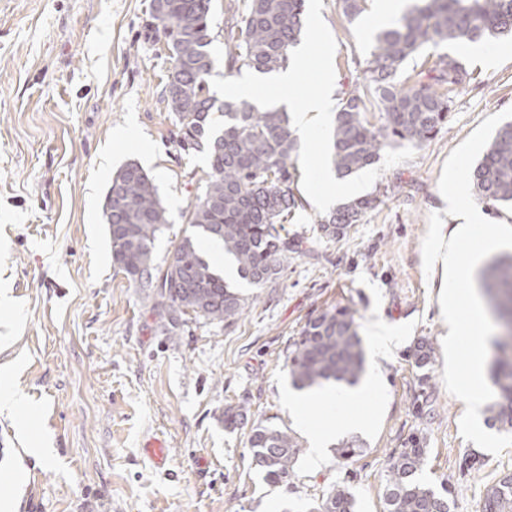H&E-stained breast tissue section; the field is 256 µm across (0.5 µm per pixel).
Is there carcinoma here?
<instances>
[{
	"label": "carcinoma",
	"instance_id": "obj_1",
	"mask_svg": "<svg viewBox=\"0 0 512 512\" xmlns=\"http://www.w3.org/2000/svg\"><path fill=\"white\" fill-rule=\"evenodd\" d=\"M214 2L151 0L147 23L148 32L164 39L171 60L163 101L179 145L208 155L204 189L188 210L191 231L164 264H155L154 242L167 229V211L153 178L135 160L112 174V198H104L102 207L113 264L135 287L149 289L153 309L170 335L189 317L232 325L247 306L248 298L204 258L200 238L219 239L238 276L255 288L279 279L296 252L285 224L299 206L293 162L298 143L287 113L211 94ZM243 2V10L224 19L228 67L262 73L285 69L300 41L305 0ZM337 2L352 22L364 12L366 0ZM509 37L512 0H417L395 25L378 30L363 82L345 93L336 112L330 154L336 174L344 178L375 164L395 141H430L448 122L455 87L474 79L454 48ZM429 47L445 48L428 69L429 81L421 71L401 78L407 61ZM369 97L379 104L378 124L367 116ZM217 113L223 117L220 125ZM471 184L491 209L512 206V121L496 131L472 168ZM380 202L377 195L343 202L320 220V229L330 238L343 235ZM478 284L500 326L490 361L498 399L489 408L488 422L512 428V255L492 259L479 272ZM432 354L422 340L412 350L420 368ZM363 365L356 311L348 306L308 319L288 345V373L300 389L330 380L353 385ZM249 448L267 483L290 481L301 452L292 435L260 421L251 430ZM426 460L423 438L417 435L393 452L384 478V512H450L448 488L441 486L439 493L419 478ZM354 505L348 487L336 484L310 512H354ZM482 512H512L511 473L487 490Z\"/></svg>",
	"mask_w": 512,
	"mask_h": 512
}]
</instances>
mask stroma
I'll return each mask as SVG.
<instances>
[{"mask_svg":"<svg viewBox=\"0 0 512 512\" xmlns=\"http://www.w3.org/2000/svg\"><path fill=\"white\" fill-rule=\"evenodd\" d=\"M151 0H0V367L35 408L30 435L0 415L15 456L0 473L22 477L11 512H309L346 482L355 512H383L384 474L409 436L425 439L420 479L449 483L451 512H481L485 493L512 473V447L500 455L465 440V404L444 385L439 303L441 270L425 272L422 241L451 151L493 114L512 107V40L493 43V62L459 46L475 78L453 96L447 126L428 144L387 147L348 178L367 195L391 194L344 237L319 229L310 167L327 165L329 139L300 148L294 165L301 203L287 229L299 241L282 277L245 288L247 311L232 326L188 321L163 333L146 293L112 263L104 197L113 173L138 161L154 178L169 226L154 243L163 263L187 227L186 210L205 185L208 158L184 152L162 101L170 66L163 42L145 38ZM320 42L294 89L303 101L322 78L335 99L362 82L373 32L347 21L336 0H315ZM338 306L356 310L364 371L379 377L384 405L370 432L348 431L351 411L333 424L359 446L317 470L301 452L290 484L265 482L248 437L271 419L306 443L288 409V344L306 320ZM397 343L385 356L370 342L373 324ZM431 343L433 405L417 410L419 371L410 355ZM239 405L237 428L224 408ZM46 437L54 461L30 454ZM167 449L164 463L150 440ZM480 462L465 470L469 452Z\"/></svg>","mask_w":512,"mask_h":512,"instance_id":"stroma-1","label":"stroma"}]
</instances>
